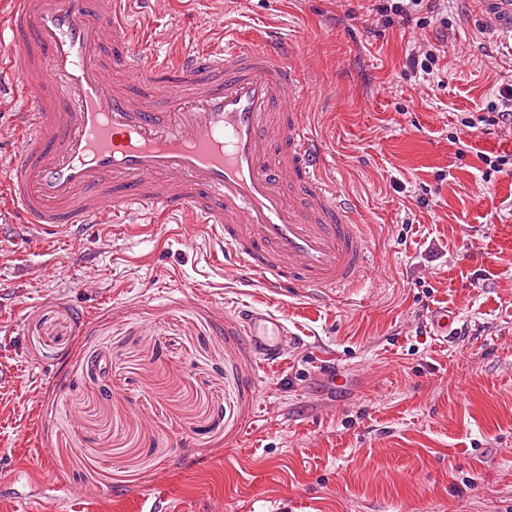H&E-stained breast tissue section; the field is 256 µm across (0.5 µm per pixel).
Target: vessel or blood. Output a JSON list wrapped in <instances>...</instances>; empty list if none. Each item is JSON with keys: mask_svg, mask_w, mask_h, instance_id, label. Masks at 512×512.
<instances>
[{"mask_svg": "<svg viewBox=\"0 0 512 512\" xmlns=\"http://www.w3.org/2000/svg\"><path fill=\"white\" fill-rule=\"evenodd\" d=\"M485 32L512 48V0H468ZM131 0H12L0 48L20 63L30 104L0 137V186L27 229L99 234L157 210L197 249L198 231L224 250V269L272 293L323 302L359 287L369 245L350 198L328 176L306 110L310 89L276 35L244 46L196 44L176 59L137 41ZM260 365L291 333L266 307L241 313Z\"/></svg>", "mask_w": 512, "mask_h": 512, "instance_id": "vessel-or-blood-1", "label": "vessel or blood"}]
</instances>
